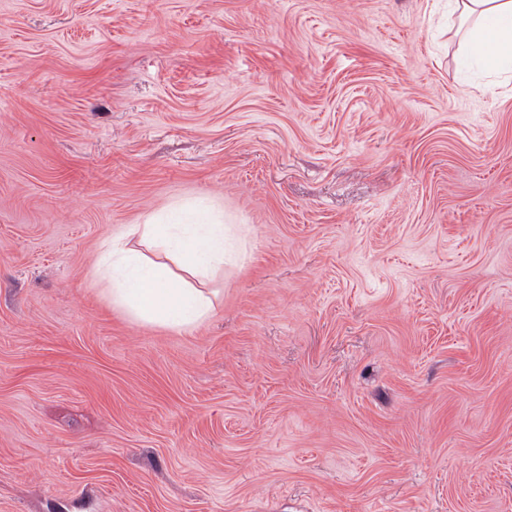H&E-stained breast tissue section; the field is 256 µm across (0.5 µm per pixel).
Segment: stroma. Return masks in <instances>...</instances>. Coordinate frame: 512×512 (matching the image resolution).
<instances>
[{
	"instance_id": "35a3bbf8",
	"label": "stroma",
	"mask_w": 512,
	"mask_h": 512,
	"mask_svg": "<svg viewBox=\"0 0 512 512\" xmlns=\"http://www.w3.org/2000/svg\"><path fill=\"white\" fill-rule=\"evenodd\" d=\"M448 0H0V512H512V77ZM224 210L214 313L91 269Z\"/></svg>"
}]
</instances>
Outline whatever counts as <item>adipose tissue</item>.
<instances>
[{
	"mask_svg": "<svg viewBox=\"0 0 512 512\" xmlns=\"http://www.w3.org/2000/svg\"><path fill=\"white\" fill-rule=\"evenodd\" d=\"M448 9L475 21L462 50L492 68L512 66V0H450ZM149 247L172 256V264L149 258ZM223 264L222 212H196L189 232L153 215L102 239L93 277L133 320L187 328L212 315L211 296L197 282Z\"/></svg>",
	"mask_w": 512,
	"mask_h": 512,
	"instance_id": "adipose-tissue-1",
	"label": "adipose tissue"
}]
</instances>
